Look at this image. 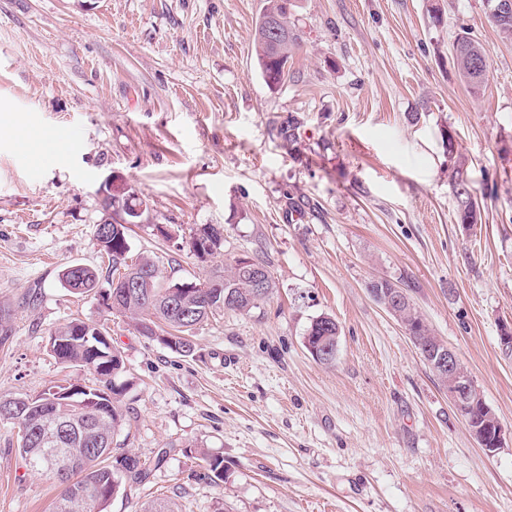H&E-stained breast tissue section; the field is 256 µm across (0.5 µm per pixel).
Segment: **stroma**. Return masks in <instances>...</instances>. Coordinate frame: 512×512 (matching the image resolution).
Here are the masks:
<instances>
[{"instance_id": "35a3bbf8", "label": "stroma", "mask_w": 512, "mask_h": 512, "mask_svg": "<svg viewBox=\"0 0 512 512\" xmlns=\"http://www.w3.org/2000/svg\"><path fill=\"white\" fill-rule=\"evenodd\" d=\"M261 8L0 0V397L90 384L48 350L78 318L123 357L117 445L149 471L108 512L155 498L179 512H512V42L483 0H294L303 43L271 88L253 59ZM463 28L490 63L476 95L452 58ZM290 116L288 147L273 127ZM67 128L72 147L42 161L45 136ZM460 177L481 211L468 229ZM110 179L146 201L131 253L165 282L259 257L272 294L215 314L183 357L67 291V266L109 274L95 229L117 216ZM203 224L223 226L224 248L201 263L188 242ZM380 278L459 353L510 435L496 454L369 295ZM322 314L341 329L330 366L304 346ZM202 448L223 457V482L195 479ZM60 492L0 422V512H52Z\"/></svg>"}]
</instances>
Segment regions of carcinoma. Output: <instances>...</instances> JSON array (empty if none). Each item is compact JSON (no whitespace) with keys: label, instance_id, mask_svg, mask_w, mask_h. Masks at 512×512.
<instances>
[{"label":"carcinoma","instance_id":"cac0c4a2","mask_svg":"<svg viewBox=\"0 0 512 512\" xmlns=\"http://www.w3.org/2000/svg\"><path fill=\"white\" fill-rule=\"evenodd\" d=\"M291 0H265L262 12L255 25L253 50L256 64L262 77L270 88L280 86L288 74V61L301 46L302 34L290 20ZM487 21L495 27L499 36L505 41H512V12L505 14L485 13ZM276 21L285 37L274 43L268 34L270 21ZM455 44L464 49L456 55L455 64L468 88L478 93L483 88L487 73L475 72V62L489 64L488 56L483 45L469 32L462 31L457 35ZM276 136L289 146L299 139V122L290 117L275 126ZM459 208L457 221L464 227H470L480 219V208L465 183L459 184L457 191ZM142 203V198L133 189H128L121 195L110 194L104 199L105 210L120 209L125 211L128 205ZM110 230V237L105 239L103 249L112 264L130 251L129 227L122 226L117 231L115 225L105 224L101 230ZM201 237L211 242L209 255L213 256L224 248V238L220 230L213 224H203L197 227L191 238ZM123 272L119 277L137 278L145 271L153 272L152 285L144 289L143 295L136 300L122 299L118 304L110 306L128 317L135 329L146 337H163L169 348L182 356L193 354V343L190 341L192 331L219 310L228 307L222 304L224 295L229 289L237 293V304L228 309L238 312H248L269 297V294H256L252 288V272L250 268L239 264V259L224 264L220 275L210 276L198 282L193 294L187 300L196 304L197 313L188 322L181 321L176 313L165 303V295L169 287L160 283V271L156 262L147 256L139 257L129 264L119 263ZM60 280L65 288L74 294H87L99 283V275L92 268H85L83 275L77 276L68 269L61 271ZM399 318L409 333L419 340L427 339L431 331L415 307L411 306L399 313ZM89 329V324L81 320H71L58 326L51 335L59 340L53 356L61 363L82 367L91 372L96 379L93 386L77 390L71 397L72 403L56 408L41 406L38 401L30 402L25 410L16 415L19 429L31 435L27 446H19L22 454H31L30 469L49 478L56 479L64 487L57 501L69 500L68 512H107L113 497L126 490V484H143L149 476L145 464L138 455L123 451L117 452L112 445L97 447L87 442L88 436L97 431L102 435L113 436L122 426L125 415L116 396L122 389L115 384V378L123 369V359L119 350L112 346L108 336L102 330L98 333H88V336H76L74 332ZM307 335L322 339L324 336L337 335L336 320L329 315H321L313 320L307 330ZM91 396L105 401L103 416L95 430L84 434L76 433L68 427H63L62 435L56 444L53 458L73 454L79 462L73 465L66 477L56 478L55 472L46 459V450L39 444L40 435L48 416L54 414L62 422L80 420L83 413L77 411L76 403ZM205 466L198 477L204 481L217 482L224 480V458L200 451Z\"/></svg>","mask_w":512,"mask_h":512}]
</instances>
